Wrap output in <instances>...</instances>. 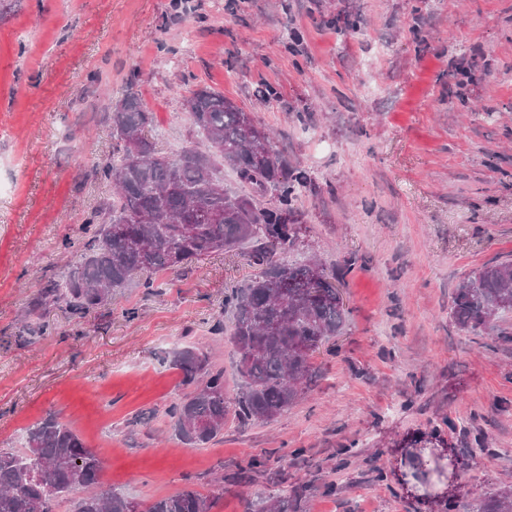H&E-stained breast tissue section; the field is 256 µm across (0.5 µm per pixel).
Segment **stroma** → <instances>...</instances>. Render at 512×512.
Masks as SVG:
<instances>
[{"mask_svg":"<svg viewBox=\"0 0 512 512\" xmlns=\"http://www.w3.org/2000/svg\"><path fill=\"white\" fill-rule=\"evenodd\" d=\"M357 13L342 37L330 16ZM419 28L425 40L413 41ZM298 31V51L288 35ZM465 67L469 79L456 70ZM224 93L276 134L312 188L303 235L340 272L350 311L335 352L314 357L309 399L270 423L228 421L192 448L173 435L175 350L207 345L235 375L225 289L245 251L136 274L104 307L32 312L80 254L88 215L112 200L95 175L112 154L104 96L139 93L162 155L205 148L180 101ZM273 87L277 100L263 97ZM352 267H345L346 259ZM512 260V0H10L0 11V448L47 413L103 460L101 481L150 503L186 484L214 512L302 488L301 512H450L454 487L413 486L409 443L446 445L479 495L512 486V313L458 331L451 295Z\"/></svg>","mask_w":512,"mask_h":512,"instance_id":"obj_1","label":"stroma"}]
</instances>
